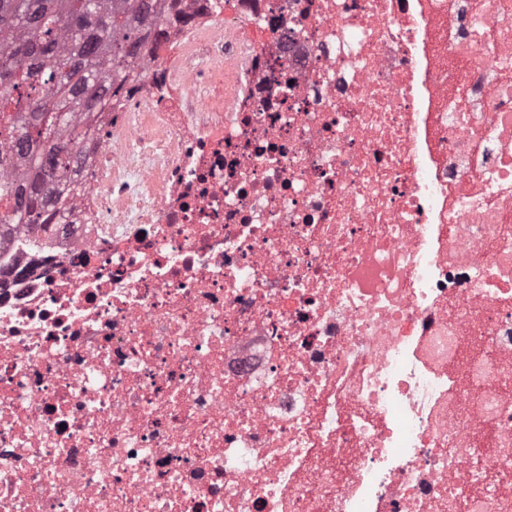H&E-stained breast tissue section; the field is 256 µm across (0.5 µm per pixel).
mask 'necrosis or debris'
Here are the masks:
<instances>
[{
    "label": "necrosis or debris",
    "instance_id": "1",
    "mask_svg": "<svg viewBox=\"0 0 512 512\" xmlns=\"http://www.w3.org/2000/svg\"><path fill=\"white\" fill-rule=\"evenodd\" d=\"M178 6L0 237V512H512V0Z\"/></svg>",
    "mask_w": 512,
    "mask_h": 512
}]
</instances>
